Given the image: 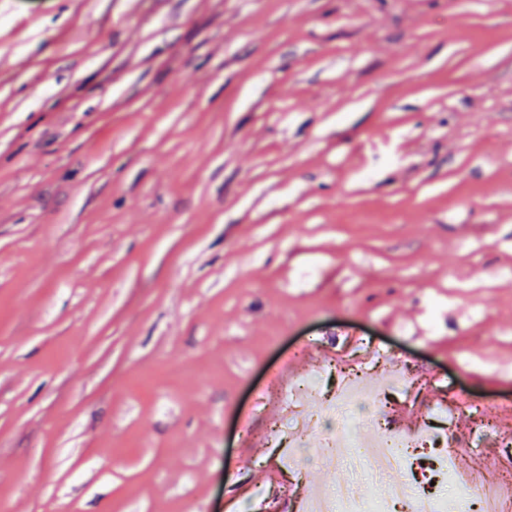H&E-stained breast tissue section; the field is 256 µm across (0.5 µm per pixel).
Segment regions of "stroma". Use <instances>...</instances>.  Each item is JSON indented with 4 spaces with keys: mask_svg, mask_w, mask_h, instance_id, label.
I'll use <instances>...</instances> for the list:
<instances>
[{
    "mask_svg": "<svg viewBox=\"0 0 512 512\" xmlns=\"http://www.w3.org/2000/svg\"><path fill=\"white\" fill-rule=\"evenodd\" d=\"M308 341L512 463V0H0V512H291ZM273 389L276 390V392L279 393V395L285 399H288V393H289L291 399L295 401L299 396L303 395L304 393H306L308 391L309 381H308V379H304L303 381L298 383L292 390H290L288 392V390L286 389V386L281 384L279 374L275 373L271 376L269 385L258 394L257 402H260V401L264 400L265 398H267V396L270 393V390H273Z\"/></svg>",
    "mask_w": 512,
    "mask_h": 512,
    "instance_id": "obj_1",
    "label": "stroma"
}]
</instances>
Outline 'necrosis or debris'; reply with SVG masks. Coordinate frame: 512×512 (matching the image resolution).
I'll list each match as a JSON object with an SVG mask.
<instances>
[{"instance_id": "necrosis-or-debris-1", "label": "necrosis or debris", "mask_w": 512, "mask_h": 512, "mask_svg": "<svg viewBox=\"0 0 512 512\" xmlns=\"http://www.w3.org/2000/svg\"><path fill=\"white\" fill-rule=\"evenodd\" d=\"M389 380H376L363 373L348 375L333 393L328 408L345 411L366 403L380 407L381 396L389 389ZM370 435L362 438L346 427L325 437L320 455L333 470L369 468L378 489L376 495L361 498L344 481H336L330 489H308L297 500L298 512H446L447 500L442 495L420 493L406 468L409 449L419 447L426 436L424 429L403 432L384 426L380 417L370 419ZM439 468L444 486L469 480L475 488L472 500L478 512H512V502L502 499L501 490L512 487V475L477 477L466 475L457 453L444 457Z\"/></svg>"}]
</instances>
